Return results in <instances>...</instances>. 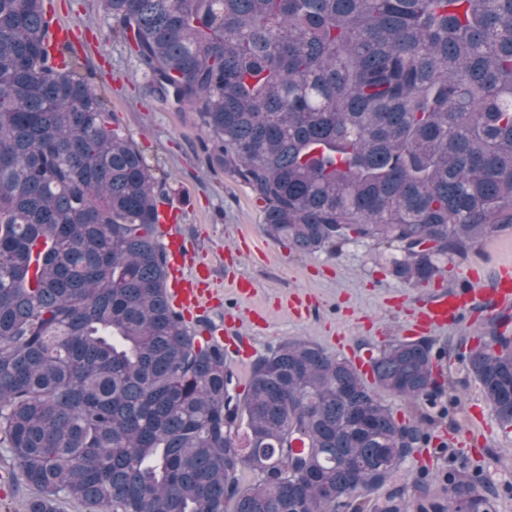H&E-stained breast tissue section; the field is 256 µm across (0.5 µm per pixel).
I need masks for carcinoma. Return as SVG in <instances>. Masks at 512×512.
<instances>
[{"label":"carcinoma","instance_id":"cac0c4a2","mask_svg":"<svg viewBox=\"0 0 512 512\" xmlns=\"http://www.w3.org/2000/svg\"><path fill=\"white\" fill-rule=\"evenodd\" d=\"M153 91L301 253L395 248L410 286L512 225V0H102ZM45 0H0V447L21 512H336L431 438L345 360L288 339L241 396L224 342L164 288L169 184L112 121ZM503 321L460 355L512 429ZM427 339L372 360L443 392ZM303 444L300 452L292 443ZM249 469L253 479L242 483ZM418 512H491L472 483ZM378 512H409L404 490Z\"/></svg>","mask_w":512,"mask_h":512}]
</instances>
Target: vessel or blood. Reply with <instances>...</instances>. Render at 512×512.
I'll use <instances>...</instances> for the list:
<instances>
[{
	"mask_svg": "<svg viewBox=\"0 0 512 512\" xmlns=\"http://www.w3.org/2000/svg\"><path fill=\"white\" fill-rule=\"evenodd\" d=\"M180 211L171 205L160 209L159 229L170 251L167 294L172 303L185 313H199L213 302L208 287L209 267L197 260L179 232ZM468 287L432 295L417 312L418 324L424 329L453 325L464 318L476 303L501 317L512 316V265L503 264L495 270L491 289L479 291L474 284L480 279L476 270L466 272Z\"/></svg>",
	"mask_w": 512,
	"mask_h": 512,
	"instance_id": "obj_1",
	"label": "vessel or blood"
}]
</instances>
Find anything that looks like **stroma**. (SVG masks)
<instances>
[{"label": "stroma", "mask_w": 512, "mask_h": 512, "mask_svg": "<svg viewBox=\"0 0 512 512\" xmlns=\"http://www.w3.org/2000/svg\"><path fill=\"white\" fill-rule=\"evenodd\" d=\"M57 19L76 29L74 49L88 60L87 77L157 174H166L181 204L187 248L213 270L217 301L206 311L217 329L239 322L238 353L227 355L238 392L254 361L290 338L308 340L344 360L377 355L405 331L431 295L463 283V272L493 271L512 260V227L475 245L467 259L447 263L445 276L413 288L391 272V249L371 240L336 250L300 253L269 238L263 212L240 180L207 164L196 113L160 102L125 41L112 34L100 0H50ZM249 280L251 293L228 287ZM488 313L472 309L460 325L430 331L442 351L444 395L436 405L389 398L394 413L421 418L439 444L418 451L396 475L408 502L416 487L436 477H463L488 493L493 512H512V430L501 429L479 386L459 361L462 342L482 335Z\"/></svg>", "instance_id": "35a3bbf8"}]
</instances>
